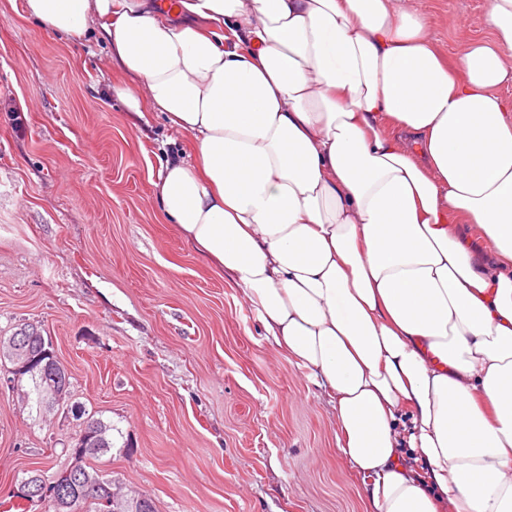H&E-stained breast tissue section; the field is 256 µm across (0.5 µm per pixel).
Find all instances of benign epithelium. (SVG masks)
Returning a JSON list of instances; mask_svg holds the SVG:
<instances>
[{"label": "benign epithelium", "instance_id": "obj_1", "mask_svg": "<svg viewBox=\"0 0 512 512\" xmlns=\"http://www.w3.org/2000/svg\"><path fill=\"white\" fill-rule=\"evenodd\" d=\"M30 331L26 328L17 330L8 338L0 337V358L10 362L7 368L5 383L19 395L25 405L32 403L30 381L41 380L42 417H47L55 407L62 405L68 397L67 379L63 374L57 358L50 348L33 349L28 344ZM72 416L79 421L81 434L75 454H83V449L99 447L106 440V429L99 421L72 410ZM57 481H47L41 473L30 472L19 484L18 494L23 499H39L42 504H50L55 512H79L78 504L85 495H96L105 492L108 495L109 507L113 512H142L145 508V497L128 490L120 493L113 489L112 480L100 477L79 483L76 492L69 500H59L53 496L52 486Z\"/></svg>", "mask_w": 512, "mask_h": 512}]
</instances>
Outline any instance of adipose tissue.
I'll list each match as a JSON object with an SVG mask.
<instances>
[{
  "instance_id": "ef3b65f1",
  "label": "adipose tissue",
  "mask_w": 512,
  "mask_h": 512,
  "mask_svg": "<svg viewBox=\"0 0 512 512\" xmlns=\"http://www.w3.org/2000/svg\"><path fill=\"white\" fill-rule=\"evenodd\" d=\"M24 11L190 137L162 210L326 391L368 512H512V0L451 61L410 0Z\"/></svg>"
}]
</instances>
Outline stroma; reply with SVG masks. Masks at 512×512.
Instances as JSON below:
<instances>
[{"label": "stroma", "instance_id": "obj_1", "mask_svg": "<svg viewBox=\"0 0 512 512\" xmlns=\"http://www.w3.org/2000/svg\"><path fill=\"white\" fill-rule=\"evenodd\" d=\"M413 3L447 57L484 30L487 0ZM120 79L98 34L73 43L0 0V336L48 337L70 400L112 425L88 466L156 512H367L325 392L163 215L154 182L188 141L109 96ZM78 430L0 385V502L67 466Z\"/></svg>", "mask_w": 512, "mask_h": 512}]
</instances>
